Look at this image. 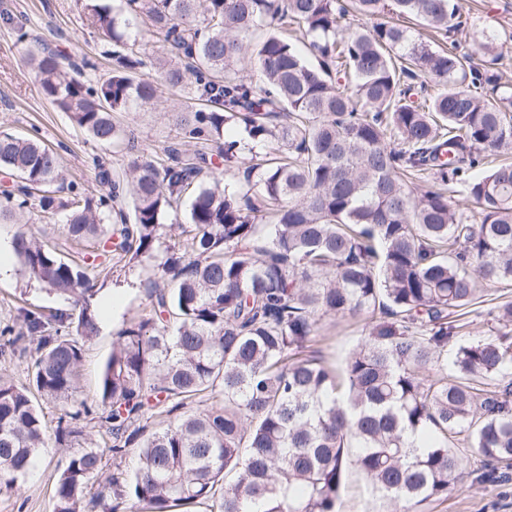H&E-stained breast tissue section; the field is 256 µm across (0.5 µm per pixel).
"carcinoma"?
Listing matches in <instances>:
<instances>
[{
	"label": "carcinoma",
	"instance_id": "1",
	"mask_svg": "<svg viewBox=\"0 0 512 512\" xmlns=\"http://www.w3.org/2000/svg\"><path fill=\"white\" fill-rule=\"evenodd\" d=\"M118 2L85 0L112 45L96 82L85 59L28 52L43 97L103 145L120 136L112 113L163 86L197 104L179 145L98 166L105 199H61L56 152L0 133V169L20 184L0 223L36 206L101 248L80 264L14 235L29 278L71 308H22L0 335V355L35 351L27 384L0 376V489L50 447L75 449L52 512H339L350 470L421 504L464 480L462 446L482 458L480 479H499L512 467V303L490 310L496 336L463 341L449 316L481 283L512 285V162L486 168L512 155L502 47L488 40L480 65L388 19L461 34L459 0ZM354 13L366 19L355 29ZM140 22L156 57L137 47ZM149 66L155 81L141 78ZM253 66L259 84L243 75ZM193 185L182 244L167 245L165 221ZM114 253L162 256L163 284L118 332L94 412L78 369L99 332L95 260ZM320 314L364 321L340 373L315 349ZM37 395L63 403L51 440Z\"/></svg>",
	"mask_w": 512,
	"mask_h": 512
}]
</instances>
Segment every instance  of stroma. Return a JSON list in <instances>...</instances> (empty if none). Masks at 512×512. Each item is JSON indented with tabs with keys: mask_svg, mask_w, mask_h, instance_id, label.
Here are the masks:
<instances>
[{
	"mask_svg": "<svg viewBox=\"0 0 512 512\" xmlns=\"http://www.w3.org/2000/svg\"><path fill=\"white\" fill-rule=\"evenodd\" d=\"M83 0H0V131L31 135L56 148L67 182L92 196L106 194L96 178L95 162L109 165L128 161L127 152L98 145L65 113L56 111L38 89L35 73L26 59V43L20 42L15 26L24 22L31 36L46 40L64 58L90 57L96 75L105 74L110 62L99 54L100 34L86 19ZM472 12L465 51L481 57V45L492 38L512 52V0H470ZM186 91L167 90L153 105L132 106L117 112L113 120L122 135L134 137L142 148L153 150L180 138V103ZM33 234L64 258H78L80 246L66 235L61 223L43 218L38 208L26 210L20 225L0 224V242L11 243L17 228ZM155 260L143 258L114 267L98 282L93 299L100 314V331L85 347L79 368L81 397L94 398L102 365L117 344V331L149 309L147 287L158 280ZM63 298L30 280L20 261H13L8 274L0 276V328L15 324L20 308L44 311L66 308ZM364 338L362 324L351 317H324L317 348L333 367L343 362ZM65 448H51L39 457L35 470L17 491L0 493V512H51L57 468L66 459ZM466 468L471 475L463 484L452 485L448 496L419 505L391 503L372 493L364 479L350 473L342 493V512H512V484L499 486L477 482L479 456L469 454Z\"/></svg>",
	"mask_w": 512,
	"mask_h": 512,
	"instance_id": "1",
	"label": "stroma"
}]
</instances>
